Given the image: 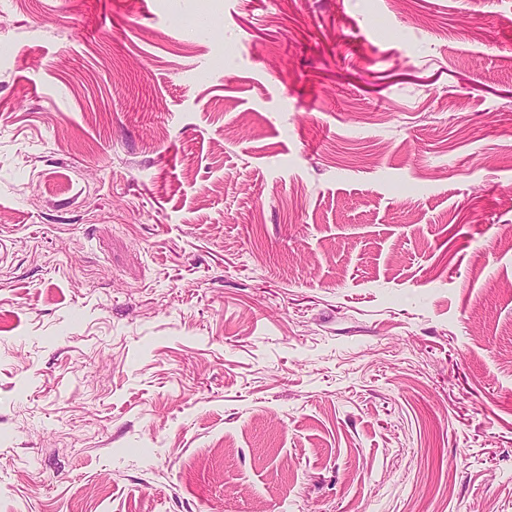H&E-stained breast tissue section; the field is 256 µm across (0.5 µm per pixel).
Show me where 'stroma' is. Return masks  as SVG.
Segmentation results:
<instances>
[{
  "label": "stroma",
  "mask_w": 512,
  "mask_h": 512,
  "mask_svg": "<svg viewBox=\"0 0 512 512\" xmlns=\"http://www.w3.org/2000/svg\"><path fill=\"white\" fill-rule=\"evenodd\" d=\"M0 512H512V0H0Z\"/></svg>",
  "instance_id": "stroma-1"
}]
</instances>
